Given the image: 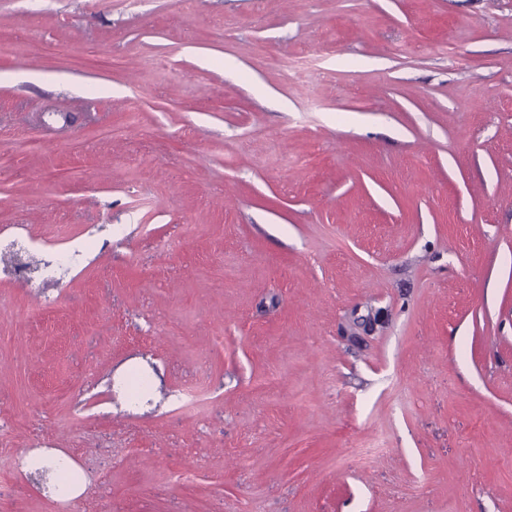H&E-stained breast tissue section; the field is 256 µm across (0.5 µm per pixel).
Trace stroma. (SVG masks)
<instances>
[{
    "instance_id": "stroma-1",
    "label": "stroma",
    "mask_w": 512,
    "mask_h": 512,
    "mask_svg": "<svg viewBox=\"0 0 512 512\" xmlns=\"http://www.w3.org/2000/svg\"><path fill=\"white\" fill-rule=\"evenodd\" d=\"M0 30V230L82 252L0 276V512H57L10 461L59 452L82 512H512V0Z\"/></svg>"
}]
</instances>
